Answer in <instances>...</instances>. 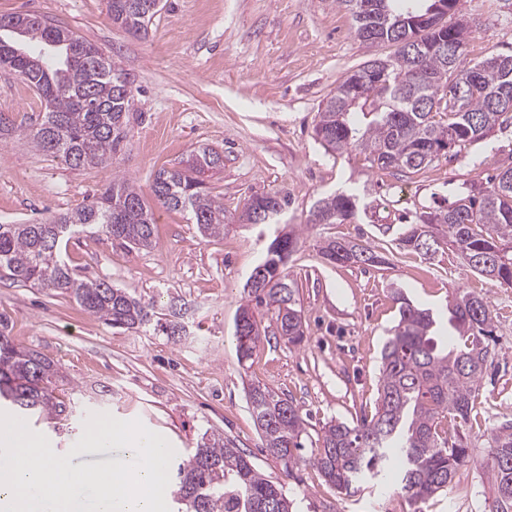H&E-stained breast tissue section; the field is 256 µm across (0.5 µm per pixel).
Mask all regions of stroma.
<instances>
[{
  "mask_svg": "<svg viewBox=\"0 0 512 512\" xmlns=\"http://www.w3.org/2000/svg\"><path fill=\"white\" fill-rule=\"evenodd\" d=\"M458 12L472 24L469 59L512 52V0H460ZM10 13L47 17L97 46L126 73L133 106L126 146L114 163L75 170L33 147L30 135L44 104L20 77L1 69L0 116L13 130L0 139V224L51 220L88 203L115 176L151 198L156 172L179 166L201 146L224 154L209 188L235 216L223 236L207 239L188 213L158 208L153 249L131 250L88 233L68 243L74 276L103 279L155 303L160 318L175 315L187 324L184 335L115 328L71 294L0 278L8 336L54 362V393L73 408L69 420L35 422L32 430L61 455L92 413L140 421L166 436L179 457L203 433L215 434L279 481L297 512L340 506L345 512H455L454 501L465 496L471 499L466 512H493L484 462L491 428L512 420V288L488 287L451 250L426 257L401 248L398 237L423 207L455 200L495 167L512 165V124L406 176L378 169L355 149L326 152L313 127L337 80L396 52L390 43H361L351 13L336 0H165L145 36L114 25L107 0H0V14ZM335 190L359 194V219L307 228L315 201ZM267 193L289 199L276 229L239 221L245 200ZM289 227L299 234L288 272L299 286L305 337L295 345L270 330L244 369L234 340L244 285L275 230ZM337 238L367 244L385 264H328L319 246ZM396 288L436 313L456 290L489 294L494 368L468 419L454 424L473 461L458 471L449 493L422 503H411L392 480L343 501L313 467L289 476L264 451L243 380L261 381L291 399L313 430L333 418L372 414L381 351L399 319L390 297Z\"/></svg>",
  "mask_w": 512,
  "mask_h": 512,
  "instance_id": "stroma-1",
  "label": "stroma"
}]
</instances>
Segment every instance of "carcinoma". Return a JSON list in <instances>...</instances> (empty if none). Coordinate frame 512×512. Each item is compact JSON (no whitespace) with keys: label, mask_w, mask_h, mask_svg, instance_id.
Instances as JSON below:
<instances>
[{"label":"carcinoma","mask_w":512,"mask_h":512,"mask_svg":"<svg viewBox=\"0 0 512 512\" xmlns=\"http://www.w3.org/2000/svg\"><path fill=\"white\" fill-rule=\"evenodd\" d=\"M161 0H107L112 23L131 34L146 33ZM357 22L397 47L389 58H374L346 73L318 112L314 136L331 153L356 148L382 170L418 171L440 154L480 142L512 120V53L467 60L468 21L439 18L415 27L414 17L429 13L433 0H387L388 16L366 23L358 0H336ZM77 32L30 14L0 15V68L32 86L45 103V115L31 140L34 147L74 168L107 165L120 151L132 103L127 77ZM448 115V122L435 114ZM224 166V155L210 147L192 152L181 166L162 169L153 179L155 200L170 211L186 210L206 237L224 233V201L207 187L208 173ZM250 197L249 224H269L287 200L266 194ZM352 193L319 198L309 226L319 216L329 223L357 220ZM94 229L131 248L156 245V225L136 187L112 178L95 200L40 224H0V272L24 286L70 293L89 314L115 328L151 324L153 307L105 280H78L70 272L62 242ZM400 246L424 256L446 246L463 266L493 287L512 288V166L498 168L486 182L446 206L431 208L404 225ZM296 244L291 233L277 235L248 280L235 325L239 361L250 359L267 339L258 319L274 308L281 335L304 339L298 289L287 272ZM331 264L378 266L386 260L355 240L328 239L320 247ZM399 320L381 352L380 386L371 416L351 422L329 420L316 432V448L303 454L309 437L293 402L265 384L251 381L247 404L262 447L279 460L288 476L302 465L318 470L346 498L395 474L411 501H425L451 488L458 469L470 461L463 438L441 429L442 420L466 419L475 392L495 356V324L489 295L459 290L448 305L449 341L436 336L432 313L400 290L392 293ZM0 319V402L21 418H67L66 403L50 389L52 362L5 336ZM488 472L495 512H512V421L488 436ZM172 492L185 512H296L283 487L262 473L241 449L221 437L203 434L197 447L169 468Z\"/></svg>","instance_id":"1"}]
</instances>
